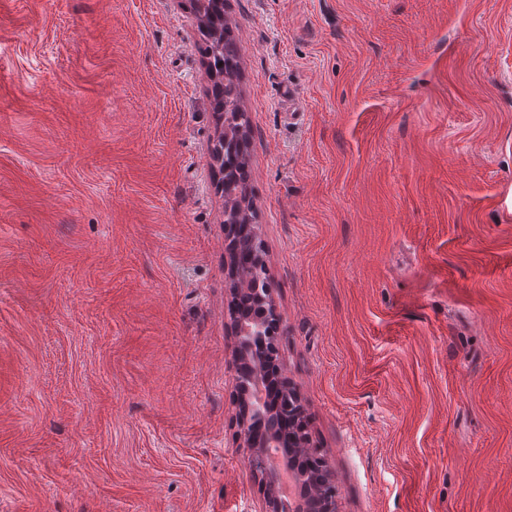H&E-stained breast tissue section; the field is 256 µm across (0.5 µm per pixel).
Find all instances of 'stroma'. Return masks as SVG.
Returning a JSON list of instances; mask_svg holds the SVG:
<instances>
[{"mask_svg":"<svg viewBox=\"0 0 512 512\" xmlns=\"http://www.w3.org/2000/svg\"><path fill=\"white\" fill-rule=\"evenodd\" d=\"M336 512H512V0H226ZM179 0H0V512H261Z\"/></svg>","mask_w":512,"mask_h":512,"instance_id":"obj_1","label":"stroma"}]
</instances>
